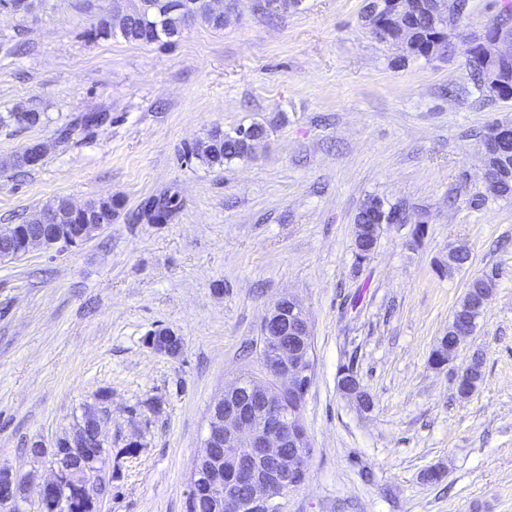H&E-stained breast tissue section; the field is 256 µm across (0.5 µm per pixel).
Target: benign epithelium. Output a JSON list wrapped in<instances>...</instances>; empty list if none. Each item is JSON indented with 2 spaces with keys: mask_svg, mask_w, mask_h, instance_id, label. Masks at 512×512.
I'll use <instances>...</instances> for the list:
<instances>
[{
  "mask_svg": "<svg viewBox=\"0 0 512 512\" xmlns=\"http://www.w3.org/2000/svg\"><path fill=\"white\" fill-rule=\"evenodd\" d=\"M410 11L407 0H386L380 21L372 26L376 36L406 55L413 48L401 29ZM480 56L495 84L512 82V40L486 37L480 43ZM511 140V122L496 121L490 126L489 141L482 145V184L487 192L494 185V155L507 148ZM381 228L380 224L356 225L359 252L369 256L375 252ZM261 330L266 341L262 361L270 379L257 383L242 377L225 388L224 395L214 403L220 415L209 419L207 448L196 462L195 476L205 478L208 487L218 493L215 512H277L289 480L305 469L303 446L309 439L285 403V396L295 393L301 379L312 370V334L302 303L290 295L279 298L267 309ZM213 444L233 450L234 478L227 483L224 460L211 455L209 446ZM65 481V466H50V475L39 486L37 499L55 493L62 512H68Z\"/></svg>",
  "mask_w": 512,
  "mask_h": 512,
  "instance_id": "7a95c632",
  "label": "benign epithelium"
}]
</instances>
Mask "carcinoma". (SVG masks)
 <instances>
[{
    "mask_svg": "<svg viewBox=\"0 0 512 512\" xmlns=\"http://www.w3.org/2000/svg\"><path fill=\"white\" fill-rule=\"evenodd\" d=\"M43 5V0H0V11L15 13L20 18L35 17ZM201 21L214 29L224 28V15L211 11L202 0H136L130 9L118 8L101 15L93 29L96 39H109L119 34L130 42L158 43L162 46L178 42L185 21ZM444 23V19L431 16H414L411 25L417 29L416 39L424 45ZM468 79L473 88L482 96H493L504 101L512 100V94L497 90L489 84L485 65L473 47L463 49ZM41 123V113L34 110H12L0 113V127L13 126L27 129ZM249 155L244 139L239 133L228 134L220 128L212 129L207 136L187 148L185 158L196 160L211 167H222L224 163ZM121 207V202L112 197L91 200L74 210L67 197H58L45 207L33 212L26 220L15 226V234L8 241H0V251L9 250L17 257L26 252L29 239L45 234L43 246L48 249L61 241L74 238L81 233L87 240L95 233L112 223V218ZM181 208V200L175 194L150 197L141 205V214L152 224H165ZM494 283L490 279L476 277L468 286L467 292L453 312L448 324V332L440 337L431 354V363L443 367L456 356L460 345L470 336L475 319L480 312L477 306L492 296ZM484 377L483 362L475 358L465 372L457 378V392L462 397L473 393ZM109 395L98 394V405L83 409L77 424L90 433L98 421L101 405ZM76 433L71 432L58 438L49 450L34 442L27 448L28 455L36 462L50 463L54 456L67 463L75 478L79 479L86 470L93 471V485L86 489L78 486L71 489L72 508L70 512H97L100 498L112 494V452L105 447L74 448L72 443ZM213 499L206 486L190 488L187 497V512H213Z\"/></svg>",
    "mask_w": 512,
    "mask_h": 512,
    "instance_id": "cac0c4a2",
    "label": "carcinoma"
}]
</instances>
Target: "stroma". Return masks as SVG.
Instances as JSON below:
<instances>
[{
    "label": "stroma",
    "instance_id": "1",
    "mask_svg": "<svg viewBox=\"0 0 512 512\" xmlns=\"http://www.w3.org/2000/svg\"><path fill=\"white\" fill-rule=\"evenodd\" d=\"M505 2L467 0L455 53L405 62L373 34L365 0H301L274 17L224 0L223 29L195 23L166 49L89 40L97 16L133 0L0 13V113L42 114L0 127V228L60 196L124 201L80 246L0 260V467L36 489L45 471L26 448L51 446L104 390L115 479L101 512H186L210 409L237 378H264L261 321L289 294L310 321L314 370L307 477L283 512H512V196L476 199L483 135L512 121V100L475 93L459 53ZM91 112L107 121L89 132ZM252 124L266 130L252 156L181 162L211 129ZM34 144L41 165L18 172ZM169 192L182 203L169 223L140 216ZM373 197L406 221L383 225L360 264L354 219ZM453 247L469 261L450 271ZM478 276L494 294L435 367ZM161 328L182 337L179 356L147 344ZM476 353L484 379L463 398L456 380ZM346 365L370 410L342 395ZM41 120V112L34 110L19 112V110L16 109L0 113V127L13 126L15 128L27 129L40 124Z\"/></svg>",
    "mask_w": 512,
    "mask_h": 512
}]
</instances>
